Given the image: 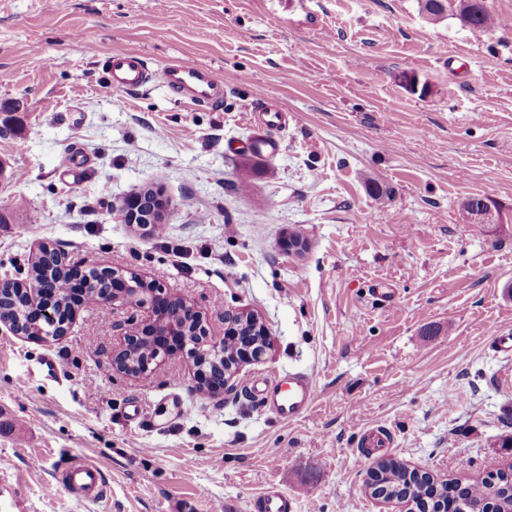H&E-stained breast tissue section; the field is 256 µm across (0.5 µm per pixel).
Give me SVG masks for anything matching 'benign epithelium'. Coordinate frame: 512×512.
I'll use <instances>...</instances> for the list:
<instances>
[{
	"mask_svg": "<svg viewBox=\"0 0 512 512\" xmlns=\"http://www.w3.org/2000/svg\"><path fill=\"white\" fill-rule=\"evenodd\" d=\"M169 201L163 190L158 186L145 189V192L129 196L121 210L125 223L136 224L140 227L152 228L165 222ZM464 216L470 224H489L492 222V212L488 202L472 207L465 205ZM60 268L70 272L71 284L75 291H80L79 285L84 272L90 264L84 261H71L64 255L54 253ZM99 274L109 284V290L100 300V304L114 308H131L140 312L141 319L129 324L118 346L112 350V370L122 374L132 375L139 379L153 378L155 368L161 359L171 356H185L192 361L195 384H203L209 377L205 370V359L209 358L216 364V380L210 382L214 392L219 393L231 386V381L237 369L247 363L258 362L271 349V338L265 324L252 313L228 312L224 314V334L214 337L196 308L183 299L172 294L167 288L144 280L139 274L120 268L95 265ZM17 287L19 294L32 305L39 307L38 315L43 321L58 322L59 312L54 307V296L50 289L36 280L26 284L21 280L0 277V289L4 286ZM179 302L191 323L194 324V337L181 335V330L175 326H164L161 323V311L172 302ZM248 321L252 325L251 338L239 344V353L234 360L224 365L219 364L224 358L226 343L238 338L237 325ZM156 336L158 340L154 351L147 355L139 367V371L131 372L126 366V355L138 347L142 340Z\"/></svg>",
	"mask_w": 512,
	"mask_h": 512,
	"instance_id": "benign-epithelium-1",
	"label": "benign epithelium"
}]
</instances>
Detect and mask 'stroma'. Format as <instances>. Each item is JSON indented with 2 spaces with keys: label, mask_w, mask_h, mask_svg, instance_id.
Segmentation results:
<instances>
[{
  "label": "stroma",
  "mask_w": 512,
  "mask_h": 512,
  "mask_svg": "<svg viewBox=\"0 0 512 512\" xmlns=\"http://www.w3.org/2000/svg\"><path fill=\"white\" fill-rule=\"evenodd\" d=\"M457 5L433 21L421 0H0V274L27 279L46 242L159 282L213 333L254 312L273 341L210 397L180 357L148 386L113 372L123 308L85 305L44 344L0 331V481L24 512H252L270 482L294 512H398L364 491L379 456L441 479L512 468V358L491 334L512 331V0H486L487 32ZM125 50L218 69L224 95L105 89ZM267 99L288 122L259 158ZM157 183L162 232L124 223ZM476 195L493 223H465ZM294 233L305 251L282 249ZM48 353L67 384L39 373ZM291 371L319 397L284 422L249 388ZM376 427L388 449L363 447ZM74 454L106 498L50 491Z\"/></svg>",
  "instance_id": "35a3bbf8"
}]
</instances>
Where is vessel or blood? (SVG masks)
<instances>
[{"label": "vessel or blood", "mask_w": 512, "mask_h": 512, "mask_svg": "<svg viewBox=\"0 0 512 512\" xmlns=\"http://www.w3.org/2000/svg\"><path fill=\"white\" fill-rule=\"evenodd\" d=\"M152 72L142 55L126 51L112 56L108 64L107 86L111 89L138 90L152 81ZM168 93L192 104L211 103L224 91L222 72L189 60L166 66L160 76ZM251 394L258 402L283 421L302 418L317 402L318 390L313 376L306 372L289 373L286 380L252 386ZM61 488L97 500L105 490L98 466L85 458H77L60 482ZM293 500L276 487H268L252 502L253 512H292Z\"/></svg>", "instance_id": "vessel-or-blood-1"}]
</instances>
